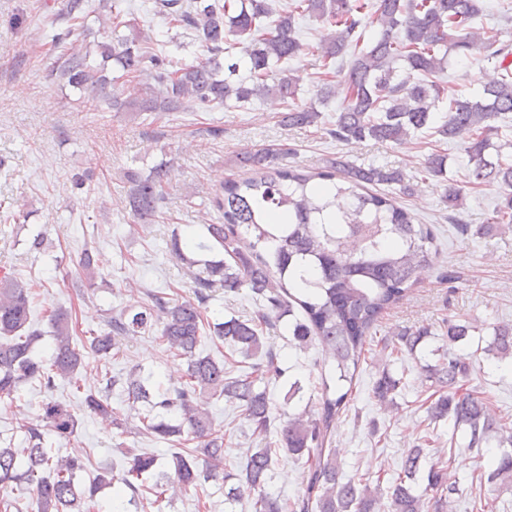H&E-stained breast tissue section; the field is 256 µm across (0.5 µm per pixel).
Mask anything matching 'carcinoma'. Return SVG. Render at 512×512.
Listing matches in <instances>:
<instances>
[{"label": "carcinoma", "mask_w": 512, "mask_h": 512, "mask_svg": "<svg viewBox=\"0 0 512 512\" xmlns=\"http://www.w3.org/2000/svg\"><path fill=\"white\" fill-rule=\"evenodd\" d=\"M122 0H99V23L94 52L76 49L86 36L87 0H66L46 19L51 32L49 54L54 61L48 77L77 91L83 103L96 110L106 102L114 112L163 114L207 110H245L258 98L285 104L283 121L293 127L318 124L321 110L341 100L331 134L344 142L367 140L403 144L425 131L450 140L468 137L469 183L499 188L493 221L479 234L512 227V164L505 150L512 143L500 139L497 122L512 113V47L476 28L486 0H288L277 19L270 0H155V14L206 48L210 57L177 64L158 50L145 28L126 19ZM308 16L323 24L326 35L317 47L321 60L316 102L300 101L299 88L283 65L303 52L296 19ZM379 31L365 38L372 24ZM125 28L128 33H120ZM483 49L496 60L497 77L475 95L455 94L435 81L444 73L449 52L464 59ZM112 70L138 84L127 97L112 88ZM288 149L247 150L237 161L252 175L227 179L215 192L213 206L220 223L205 225V240L191 234L174 235L171 251L182 263H198L206 250L213 258L196 277L194 299L171 301L154 291L147 300L124 307L106 321V329L87 338L96 356L108 357L118 337H134L157 330L166 348L187 363L183 385L170 392L150 373L129 372L124 378L104 377L102 386L84 397L93 414L110 417L112 389L121 388L124 402L145 430L156 437L192 442L172 456L169 470L148 486L158 459L136 448L127 449L122 489L131 497L151 496L159 502L171 492L199 483L198 459L209 465V477L224 467V435L209 413L196 402L208 391L238 405L253 434L264 436L271 424L266 379L282 374L276 354L263 351L260 324L235 316L211 323L204 316L208 290L220 285L227 294L251 289L262 302V322L288 317V333L295 348L318 343L337 372V381L352 382L367 338L382 315L399 304L417 284L420 269L436 264L440 251L431 225L415 217L387 194L372 193L375 185L410 191L397 168L353 166L336 158L318 171L280 163ZM447 156L431 154L425 171L448 180ZM128 206L134 219L147 223L165 198L163 169L141 177L129 175ZM78 266L89 282L97 277L93 252L85 249ZM33 285L11 274L0 277V397H13L22 385L36 382L45 390L57 380L78 383L85 352L72 336V314L58 308L50 314L53 344L49 360L33 355L40 332L31 325ZM477 326L448 318L450 342L468 339ZM224 339L231 351L258 361L234 373L224 362L198 352L204 335ZM483 351L512 363V323L488 327ZM431 332L418 329L396 334L391 353L415 355ZM420 369L431 381L425 400L432 421L447 420L462 432L469 448H495L487 481L512 487V423L470 386L472 362L448 352L436 362L422 358ZM402 378L385 368L373 394L392 404ZM348 392L325 382L316 408L304 402L300 382L286 393L289 411L280 428V446L254 448L226 493L234 499L245 490L258 494L256 512H453L460 495L448 477L449 464L435 462L421 469L424 449H410L401 472L388 487V503L381 502L380 484L355 481L344 474L336 450L325 447L328 429L346 404ZM43 427L25 431V447H12L0 437V488L24 486L35 494L38 512H97L96 492L112 485L103 472L88 490L73 481L84 467L79 454L55 456L46 438L77 436L78 419L71 406L47 399L40 408ZM284 451L308 464L302 496L283 502L264 492L271 479L274 457Z\"/></svg>", "instance_id": "cac0c4a2"}]
</instances>
